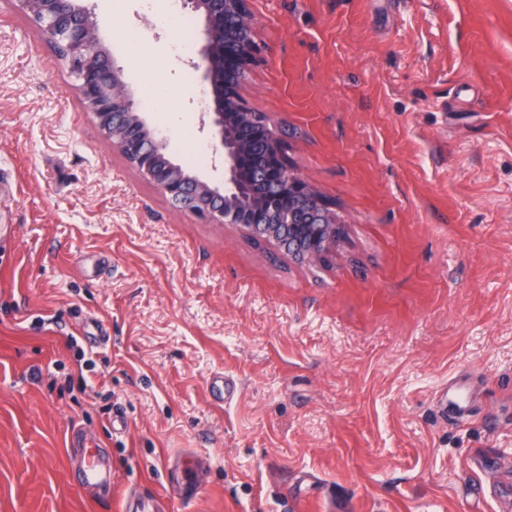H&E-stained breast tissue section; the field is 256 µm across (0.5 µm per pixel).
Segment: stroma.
Segmentation results:
<instances>
[{"label": "stroma", "instance_id": "1", "mask_svg": "<svg viewBox=\"0 0 512 512\" xmlns=\"http://www.w3.org/2000/svg\"><path fill=\"white\" fill-rule=\"evenodd\" d=\"M106 2L147 120L222 184L201 22L179 56L164 8ZM250 6L248 101L349 226L325 268L177 211L0 0V512H512V0ZM78 440L111 487L78 482Z\"/></svg>", "mask_w": 512, "mask_h": 512}]
</instances>
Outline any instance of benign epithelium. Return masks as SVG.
I'll return each instance as SVG.
<instances>
[{
    "mask_svg": "<svg viewBox=\"0 0 512 512\" xmlns=\"http://www.w3.org/2000/svg\"><path fill=\"white\" fill-rule=\"evenodd\" d=\"M61 49L84 108L126 162L180 211L202 221L232 224L249 239L271 243L291 258L322 264L346 240L348 225L315 184L288 164L269 119L247 98L246 74L258 44L250 0H183L202 21L198 50L209 97L202 124L224 158V184L200 178L176 162L166 139L149 125L124 70L100 36V20L85 0H14Z\"/></svg>",
    "mask_w": 512,
    "mask_h": 512,
    "instance_id": "7a95c632",
    "label": "benign epithelium"
}]
</instances>
